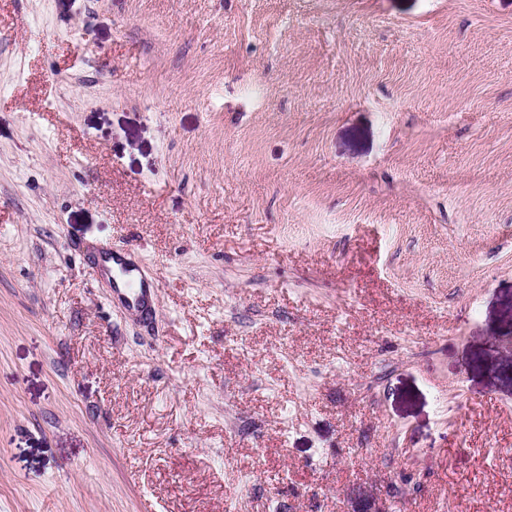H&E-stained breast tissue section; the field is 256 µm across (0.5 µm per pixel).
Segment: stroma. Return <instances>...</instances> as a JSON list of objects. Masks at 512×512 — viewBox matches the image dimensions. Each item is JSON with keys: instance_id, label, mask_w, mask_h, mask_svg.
<instances>
[{"instance_id": "obj_1", "label": "stroma", "mask_w": 512, "mask_h": 512, "mask_svg": "<svg viewBox=\"0 0 512 512\" xmlns=\"http://www.w3.org/2000/svg\"><path fill=\"white\" fill-rule=\"evenodd\" d=\"M277 506L512 512V0H0V512ZM112 263L117 265V267L112 268V272L114 269H119L125 276L122 279L112 277L113 291L129 311L141 314L142 316L148 315L157 296V289L153 287L154 283H149L139 271L140 276H132L125 262L113 256L112 252H105L103 254L100 267L101 272L110 268Z\"/></svg>"}]
</instances>
